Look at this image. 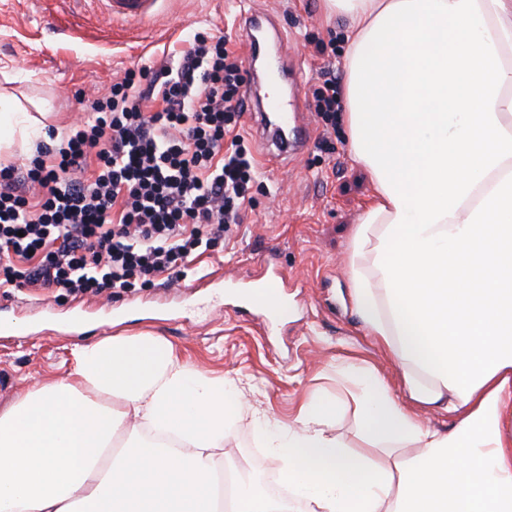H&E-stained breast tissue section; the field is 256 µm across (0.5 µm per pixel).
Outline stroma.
Instances as JSON below:
<instances>
[{
	"mask_svg": "<svg viewBox=\"0 0 512 512\" xmlns=\"http://www.w3.org/2000/svg\"><path fill=\"white\" fill-rule=\"evenodd\" d=\"M268 10L282 21L288 54L306 70L302 98H311L322 67L345 75L346 17L326 18L323 0H171L143 41L105 22L90 0H0V93L51 106L47 126L64 131L83 107L76 93L101 96L127 68L159 66L186 50L194 31H221L241 59V10ZM241 134L260 163L243 224L222 250L200 255L187 272L200 286L189 298L158 284L113 299L71 297L30 287L0 293V368L12 386L0 408L36 385L68 374L73 350L106 336L150 333L172 344L180 359L224 376L242 409L222 452L255 478L276 469L256 436L255 419L291 423L312 393L350 400L337 374L345 361L373 367L404 396L399 367L366 336L350 296L351 241L374 189L356 162L343 128L313 117L305 151L265 166V147L251 115ZM272 260L291 279L287 315L269 316L248 299L260 264Z\"/></svg>",
	"mask_w": 512,
	"mask_h": 512,
	"instance_id": "1",
	"label": "stroma"
}]
</instances>
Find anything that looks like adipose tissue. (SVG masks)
I'll list each match as a JSON object with an SVG mask.
<instances>
[{
    "mask_svg": "<svg viewBox=\"0 0 512 512\" xmlns=\"http://www.w3.org/2000/svg\"><path fill=\"white\" fill-rule=\"evenodd\" d=\"M324 2L352 21L343 121L374 186L354 307L408 399L349 362L368 451L329 434L335 400L256 425L306 512H512V0ZM240 411L163 338L104 337L0 412V512H222Z\"/></svg>",
    "mask_w": 512,
    "mask_h": 512,
    "instance_id": "ef3b65f1",
    "label": "adipose tissue"
}]
</instances>
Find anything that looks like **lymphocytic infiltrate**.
<instances>
[{
	"instance_id": "f902f5d3",
	"label": "lymphocytic infiltrate",
	"mask_w": 512,
	"mask_h": 512,
	"mask_svg": "<svg viewBox=\"0 0 512 512\" xmlns=\"http://www.w3.org/2000/svg\"><path fill=\"white\" fill-rule=\"evenodd\" d=\"M229 42L198 32L159 68H128L88 100L90 119L0 165V289L117 296L178 282L197 251L223 244L259 178Z\"/></svg>"
}]
</instances>
